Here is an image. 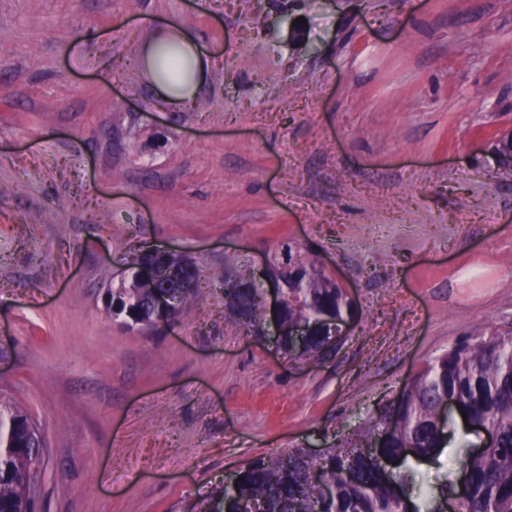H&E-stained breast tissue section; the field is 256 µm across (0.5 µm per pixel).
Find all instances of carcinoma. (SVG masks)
<instances>
[{
    "instance_id": "carcinoma-1",
    "label": "carcinoma",
    "mask_w": 512,
    "mask_h": 512,
    "mask_svg": "<svg viewBox=\"0 0 512 512\" xmlns=\"http://www.w3.org/2000/svg\"><path fill=\"white\" fill-rule=\"evenodd\" d=\"M287 263L312 271L304 282L288 278V318L314 325L306 338L305 359L326 357V319H342L352 309L344 291L330 277L316 272V263L286 251ZM250 278L239 274L224 281V301L254 327L265 313L260 289L247 288ZM174 282L147 283L130 275L112 289L107 310L133 328L148 316L152 294ZM453 397L464 408L471 426H489L497 442L478 454H468L459 467L467 472L469 493L463 512H512V332L481 331L462 336L427 362L388 403L377 419L355 438L333 446L319 457L292 448L275 457L256 458L238 472L234 484L219 491L221 512H444L456 492L449 475L434 493L413 496L404 473L386 472L373 458L374 443L388 435L380 452L411 462L436 461L443 452L438 403ZM44 464V442L37 425L18 410H0V512H36L34 489ZM318 468L336 486L328 497L310 479Z\"/></svg>"
}]
</instances>
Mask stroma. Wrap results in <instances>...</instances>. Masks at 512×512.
<instances>
[{"mask_svg": "<svg viewBox=\"0 0 512 512\" xmlns=\"http://www.w3.org/2000/svg\"><path fill=\"white\" fill-rule=\"evenodd\" d=\"M155 18L210 59L177 103L142 63ZM510 129L512 0H0V404L43 434L38 512H191L512 330V172L487 142ZM286 242L354 297L320 361L224 304ZM146 245L199 270L152 332L99 296ZM454 433L414 485L480 442Z\"/></svg>", "mask_w": 512, "mask_h": 512, "instance_id": "1", "label": "stroma"}]
</instances>
